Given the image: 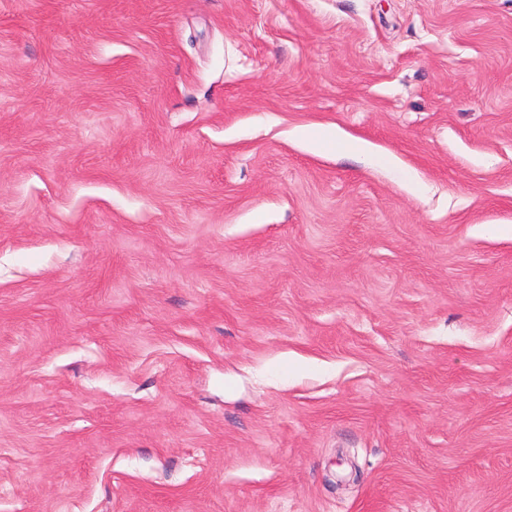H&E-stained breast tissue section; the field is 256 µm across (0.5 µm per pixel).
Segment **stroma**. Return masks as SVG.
<instances>
[{
  "label": "stroma",
  "instance_id": "35a3bbf8",
  "mask_svg": "<svg viewBox=\"0 0 512 512\" xmlns=\"http://www.w3.org/2000/svg\"><path fill=\"white\" fill-rule=\"evenodd\" d=\"M0 512H512V0H0Z\"/></svg>",
  "mask_w": 512,
  "mask_h": 512
}]
</instances>
